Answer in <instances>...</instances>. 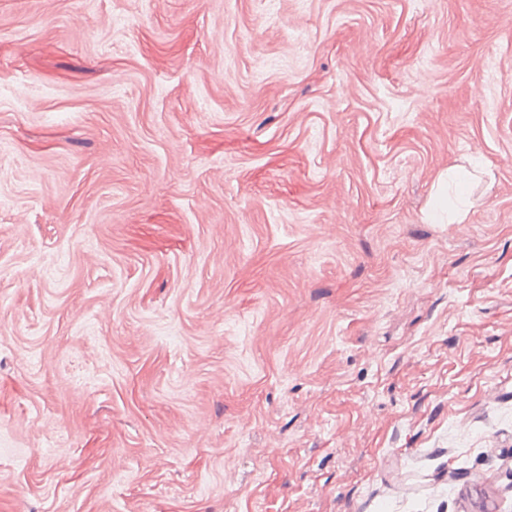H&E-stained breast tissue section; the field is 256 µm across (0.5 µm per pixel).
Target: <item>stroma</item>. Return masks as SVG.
I'll use <instances>...</instances> for the list:
<instances>
[{
	"mask_svg": "<svg viewBox=\"0 0 512 512\" xmlns=\"http://www.w3.org/2000/svg\"><path fill=\"white\" fill-rule=\"evenodd\" d=\"M0 512H512V0H0Z\"/></svg>",
	"mask_w": 512,
	"mask_h": 512,
	"instance_id": "obj_1",
	"label": "stroma"
}]
</instances>
